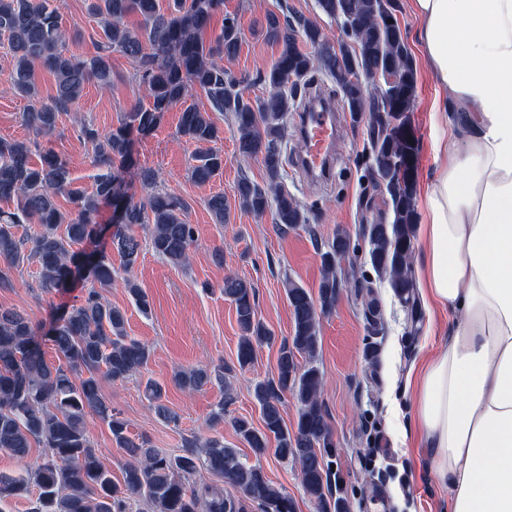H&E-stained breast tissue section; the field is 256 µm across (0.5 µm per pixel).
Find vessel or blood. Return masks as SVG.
<instances>
[{"instance_id": "obj_1", "label": "vessel or blood", "mask_w": 512, "mask_h": 512, "mask_svg": "<svg viewBox=\"0 0 512 512\" xmlns=\"http://www.w3.org/2000/svg\"><path fill=\"white\" fill-rule=\"evenodd\" d=\"M297 134L307 144L299 159L300 167L316 178H328L332 173V158L336 149L334 106L318 103L299 116Z\"/></svg>"}]
</instances>
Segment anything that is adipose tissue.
I'll return each instance as SVG.
<instances>
[{
	"mask_svg": "<svg viewBox=\"0 0 512 512\" xmlns=\"http://www.w3.org/2000/svg\"><path fill=\"white\" fill-rule=\"evenodd\" d=\"M448 136L422 188L414 280L446 347L406 377L448 512H512V0H411Z\"/></svg>",
	"mask_w": 512,
	"mask_h": 512,
	"instance_id": "ef3b65f1",
	"label": "adipose tissue"
}]
</instances>
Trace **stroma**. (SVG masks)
I'll return each instance as SVG.
<instances>
[{
	"mask_svg": "<svg viewBox=\"0 0 512 512\" xmlns=\"http://www.w3.org/2000/svg\"><path fill=\"white\" fill-rule=\"evenodd\" d=\"M61 7L71 25L67 49L81 56L93 54L100 28L97 19L88 15L85 0H61ZM224 11L238 16L242 29L239 52L227 61L226 68L252 98L267 93L266 87L252 84V75L270 67L280 52L279 44L265 34L268 14H302L317 20L332 39L340 37L338 24L321 14L317 0H224ZM398 20L418 70L412 121L420 139V177L425 180L434 171L433 143L441 135L430 117L437 86L416 39L418 22L410 12L409 0H399ZM9 61L8 41L0 37V138L23 140L30 136L22 120L30 101L10 91ZM112 68L119 76L113 89L89 84L79 102L81 115L103 131L116 126L124 112L147 101L144 88L133 78L131 59L113 52ZM187 102L209 112L221 131L212 147L224 157L222 174L204 184L190 179L195 147L178 134L181 111L177 108L164 113L151 134L135 136L132 151L136 166L153 169L162 186L188 202L186 221L196 229L190 264L173 266L157 256L150 244H143L135 277L152 303L147 316L137 311L122 282L103 291L113 306L125 310L128 336L150 347L145 374L164 384L163 402L178 415L174 423L159 418L138 379L105 385L104 394L127 422L129 435L147 438L153 447L172 455L180 452L187 438L213 435L260 467L273 486L294 500L296 512H314L301 489L297 464L271 452L255 457L237 437L232 421L245 417L260 424L253 386L275 378L279 343L292 334L285 283L291 280L317 291L320 251L343 229L350 236L351 251L341 263L340 296L320 319L313 359L324 376L321 400L335 435V489L349 500L350 512H448V494L436 482L430 458L423 449L403 446L397 437L400 425L412 421L411 402L403 393L405 374L411 364L421 360L425 348L446 344L448 316L422 309L418 320H411L371 267L363 227L380 219L387 208L369 169L368 119L344 122L336 139V177L332 181L315 182L287 168L284 180L289 191L312 210L308 224L283 229L275 224L272 213L256 216L239 206V180L246 178L261 185L266 172L261 158L240 159L229 115L213 111L200 91L193 92ZM48 145L71 160L76 186L92 187L100 168L78 138L71 113L60 115ZM220 192L229 204V214L221 225L206 206L208 198ZM218 249L224 252L220 262L214 258ZM228 275L251 282L258 316L274 336L273 342L257 348L252 364L244 368L237 362L241 331L235 309L221 291ZM10 277V287L0 288V309L24 312L41 333L48 330L53 313L74 304L81 293L77 287L63 293L44 292L33 263L12 270ZM370 291L380 302L374 330L363 309ZM393 343L399 357L391 364L387 350ZM205 363L228 368L235 396L224 410V425L213 431L207 423L224 397L220 383L188 393L172 380L176 370ZM86 426L113 481L122 483L128 461L125 450L95 416H87Z\"/></svg>",
	"mask_w": 512,
	"mask_h": 512,
	"instance_id": "stroma-1",
	"label": "stroma"
}]
</instances>
